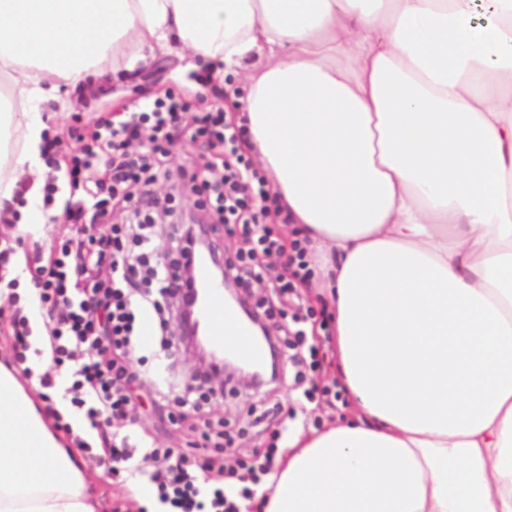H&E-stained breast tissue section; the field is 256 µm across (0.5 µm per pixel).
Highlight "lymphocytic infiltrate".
<instances>
[{"instance_id":"1","label":"lymphocytic infiltrate","mask_w":512,"mask_h":512,"mask_svg":"<svg viewBox=\"0 0 512 512\" xmlns=\"http://www.w3.org/2000/svg\"><path fill=\"white\" fill-rule=\"evenodd\" d=\"M192 127L209 150L224 153V172L202 180L195 193L204 197V206L218 216L205 233L215 237L225 224L240 218L248 222L246 250L226 258L227 268L256 277L265 259L282 253L284 234L266 222L272 196L265 179L252 168L235 147L236 136L224 121L223 110L192 112L174 98L156 99L141 111L131 113L119 127L107 132L92 131L91 146L82 155L72 156L68 177L72 188L83 189V196L64 200L59 214L71 232L58 250L36 255L29 273L38 290V303L47 311L66 306L67 312L46 326L45 340L55 365L75 363L74 379L66 392L70 403L83 411L99 435V459L108 470L128 469L134 453L127 442L117 441L113 422L127 417L133 408L123 358L134 347L138 334L135 307L158 308L150 292L130 287L129 276L144 269L147 282L164 288L174 278L183 260L189 259L194 229L189 224L173 225L170 264H150L154 251V224L150 210L156 199L151 186L165 175L166 147L182 126ZM151 129L148 152L131 155L126 148L138 140L142 129ZM135 201L138 218L132 224L112 225V253L86 249L88 211L102 216L109 202ZM204 472L223 474L224 465L216 458L195 464L177 456L165 474L153 475L158 498L171 512H239L238 498L226 496L222 487H202Z\"/></svg>"}]
</instances>
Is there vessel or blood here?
I'll use <instances>...</instances> for the list:
<instances>
[{"mask_svg": "<svg viewBox=\"0 0 512 512\" xmlns=\"http://www.w3.org/2000/svg\"><path fill=\"white\" fill-rule=\"evenodd\" d=\"M195 263L198 286L202 290L199 322L205 339L217 350L234 351L254 363H263L266 347L255 342L249 328L233 310L225 308L224 288L212 281L208 257H196Z\"/></svg>", "mask_w": 512, "mask_h": 512, "instance_id": "b4317fda", "label": "vessel or blood"}]
</instances>
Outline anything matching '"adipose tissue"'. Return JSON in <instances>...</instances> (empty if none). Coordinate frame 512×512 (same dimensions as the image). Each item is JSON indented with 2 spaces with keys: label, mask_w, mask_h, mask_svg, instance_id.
I'll return each mask as SVG.
<instances>
[{
  "label": "adipose tissue",
  "mask_w": 512,
  "mask_h": 512,
  "mask_svg": "<svg viewBox=\"0 0 512 512\" xmlns=\"http://www.w3.org/2000/svg\"><path fill=\"white\" fill-rule=\"evenodd\" d=\"M171 55L222 65L319 255L353 420L289 432L262 512H512V0H0V218L43 104ZM0 364V512H96Z\"/></svg>",
  "instance_id": "adipose-tissue-1"
}]
</instances>
